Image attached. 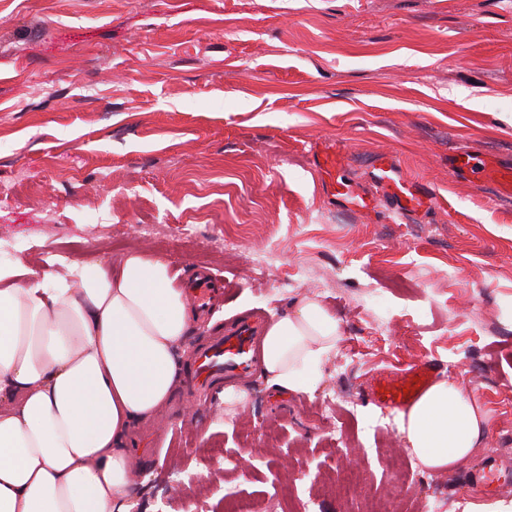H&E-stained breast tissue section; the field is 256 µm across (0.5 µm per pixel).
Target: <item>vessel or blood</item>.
<instances>
[{"label": "vessel or blood", "instance_id": "obj_1", "mask_svg": "<svg viewBox=\"0 0 512 512\" xmlns=\"http://www.w3.org/2000/svg\"><path fill=\"white\" fill-rule=\"evenodd\" d=\"M378 181L395 203L397 213L432 209L438 198L427 192H414L401 180L396 160L381 158ZM486 179L501 195L512 194V167L496 165L485 172ZM265 327L261 317L237 321L224 327L222 336L202 349L193 370V389L198 396H207L210 390L224 380L250 373L257 365V346ZM434 379L429 363L411 364L396 373L376 377L370 388V397L378 405L403 410L412 406L428 389Z\"/></svg>", "mask_w": 512, "mask_h": 512}]
</instances>
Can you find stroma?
I'll list each match as a JSON object with an SVG mask.
<instances>
[{"label": "stroma", "mask_w": 512, "mask_h": 512, "mask_svg": "<svg viewBox=\"0 0 512 512\" xmlns=\"http://www.w3.org/2000/svg\"><path fill=\"white\" fill-rule=\"evenodd\" d=\"M343 144L336 193L312 163ZM397 160L441 204L395 219L370 164ZM512 0H0V262L167 259L214 296L184 363L227 320L306 298L339 323L309 394L197 405L183 374L127 437L139 512H463L488 458L512 472ZM195 227L185 237L183 227ZM433 364L490 431L465 465L424 470L377 372ZM353 470L361 496L337 481ZM485 178L499 195L512 194V167L495 165L485 171Z\"/></svg>", "instance_id": "1"}]
</instances>
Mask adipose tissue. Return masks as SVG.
Returning <instances> with one entry per match:
<instances>
[{
    "label": "adipose tissue",
    "mask_w": 512,
    "mask_h": 512,
    "mask_svg": "<svg viewBox=\"0 0 512 512\" xmlns=\"http://www.w3.org/2000/svg\"><path fill=\"white\" fill-rule=\"evenodd\" d=\"M169 262L127 253L38 271L0 264V512H135L126 439L153 420L182 376L177 352L198 313ZM338 323L304 301L263 340L268 386L312 392ZM399 426L427 470L465 464L488 432L478 397L434 383Z\"/></svg>",
    "instance_id": "adipose-tissue-1"
}]
</instances>
